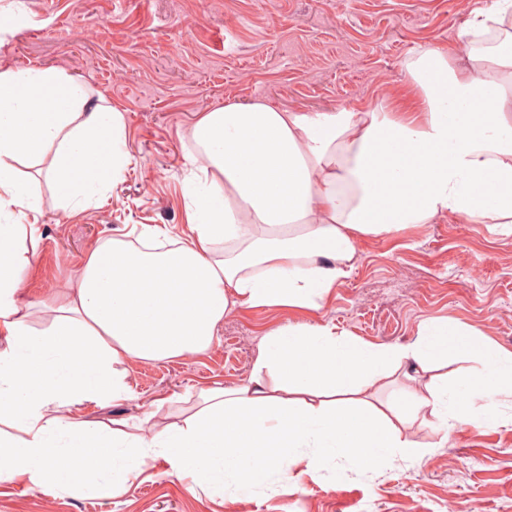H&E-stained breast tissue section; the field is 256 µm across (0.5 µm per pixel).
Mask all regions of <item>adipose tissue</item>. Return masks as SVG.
<instances>
[{"label":"adipose tissue","mask_w":512,"mask_h":512,"mask_svg":"<svg viewBox=\"0 0 512 512\" xmlns=\"http://www.w3.org/2000/svg\"><path fill=\"white\" fill-rule=\"evenodd\" d=\"M467 33L495 43L461 66L420 47L406 66L417 93L408 112L255 101L200 113L187 132L203 162L187 180L186 224L96 244L41 329L24 282L42 201L19 167L44 174L76 216L120 178L127 126L63 71L1 70L0 214L14 220L0 224V484L116 497L161 457L220 498L286 477L291 458L372 465L414 450L418 424L446 436L502 425L512 350L451 317L421 321L408 344L283 324L264 334L247 381L200 389L176 417L162 398L135 419L73 413L131 399L133 364L206 352L235 307L320 308L353 272L361 238L447 216L511 235L512 0L477 12ZM458 355L467 371L442 378ZM393 386L398 395L375 405Z\"/></svg>","instance_id":"ef3b65f1"}]
</instances>
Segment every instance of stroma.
<instances>
[{
  "label": "stroma",
  "mask_w": 512,
  "mask_h": 512,
  "mask_svg": "<svg viewBox=\"0 0 512 512\" xmlns=\"http://www.w3.org/2000/svg\"><path fill=\"white\" fill-rule=\"evenodd\" d=\"M492 0H0V68L39 64L86 81L125 115L131 162L83 215L44 200L42 239L25 286L45 301L69 287L95 244L132 224L186 221L192 167L187 128L227 103L264 101L291 112L415 105L406 63L418 47L459 51L473 12ZM350 277L321 308L234 309L206 354L132 368L135 395L79 414L139 416L155 398L182 400L247 380L263 335L291 322L333 323L374 343H407L419 323L448 316L512 350V235L451 217L367 237ZM422 447L373 466L336 458L289 461L247 494L211 500L156 459L118 497L45 498L26 482L0 484V512H512V424L464 428L445 447Z\"/></svg>",
  "instance_id": "obj_1"
}]
</instances>
